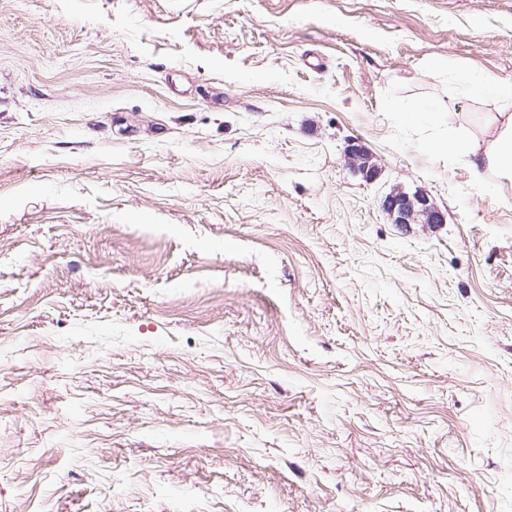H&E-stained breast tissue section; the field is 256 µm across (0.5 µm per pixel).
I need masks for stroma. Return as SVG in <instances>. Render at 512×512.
Returning a JSON list of instances; mask_svg holds the SVG:
<instances>
[{
  "label": "stroma",
  "mask_w": 512,
  "mask_h": 512,
  "mask_svg": "<svg viewBox=\"0 0 512 512\" xmlns=\"http://www.w3.org/2000/svg\"><path fill=\"white\" fill-rule=\"evenodd\" d=\"M461 71L512 81V0H0V512H512ZM345 157L353 172L360 175L364 181L373 183L379 179L381 169L377 164L371 162L361 145L355 142L349 144L345 151ZM382 211L393 224H445V214L426 193L393 188L380 199Z\"/></svg>",
  "instance_id": "35a3bbf8"
}]
</instances>
